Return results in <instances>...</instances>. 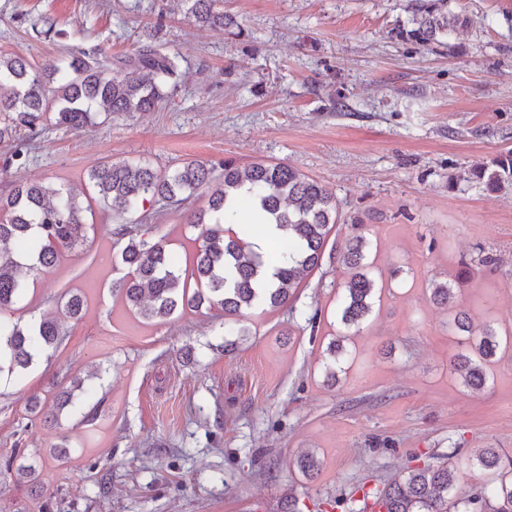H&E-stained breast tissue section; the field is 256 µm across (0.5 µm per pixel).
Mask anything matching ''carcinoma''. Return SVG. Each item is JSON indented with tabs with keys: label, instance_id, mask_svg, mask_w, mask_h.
<instances>
[{
	"label": "carcinoma",
	"instance_id": "cac0c4a2",
	"mask_svg": "<svg viewBox=\"0 0 512 512\" xmlns=\"http://www.w3.org/2000/svg\"><path fill=\"white\" fill-rule=\"evenodd\" d=\"M189 17L197 23L222 29L230 23L222 0H192ZM411 28L406 36L422 44L443 43L460 18L448 13V0H414ZM180 75V60L154 46L115 58L108 67L90 64L72 55L41 70L19 55L0 53V140L20 131L35 133L53 114L55 123L71 130L96 125L97 115L152 112L168 96ZM488 191L512 185V153L472 170ZM89 191L76 192L63 185L21 182L0 200V311L22 299L27 273L53 266L64 252L87 239L86 212L92 202L104 201L126 213L145 203L166 201L182 205L209 192L208 206L188 216L200 229L202 243L191 268L181 267L178 255L160 242L144 238L146 231L121 224L115 235L127 239L121 260L127 275L112 286L144 323L166 319L177 311L199 309L203 304L224 311V333L241 336L239 318L247 309H277L293 297L303 275L320 266L322 249L341 217L339 203L325 186L282 163L259 162L239 166L226 161L216 167L189 161L173 170L146 163L100 162L88 173ZM256 209L280 234L263 254L252 250L247 239L260 228L234 220L239 209ZM370 242L361 224L352 222L342 265L348 270L338 319L345 330L359 326L373 311L380 289L371 278ZM273 268V282L264 273ZM436 304L453 307L455 286L441 282L431 289ZM84 302L73 294L58 306L69 319L83 315ZM456 330L476 337L471 352L457 356L454 367L464 386L479 390L486 384L485 366L497 355L501 338L490 324L474 328L470 317L459 312ZM62 327L55 318L42 317L21 324L0 322V376L26 369L39 353L58 346ZM478 465L501 470L497 484L476 495L455 494V471L446 465L408 470L373 496L377 512H512V458L492 449L476 456ZM39 463L33 460L16 470L20 483L37 486Z\"/></svg>",
	"mask_w": 512,
	"mask_h": 512
}]
</instances>
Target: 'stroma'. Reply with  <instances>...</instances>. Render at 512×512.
I'll return each instance as SVG.
<instances>
[{
    "label": "stroma",
    "mask_w": 512,
    "mask_h": 512,
    "mask_svg": "<svg viewBox=\"0 0 512 512\" xmlns=\"http://www.w3.org/2000/svg\"><path fill=\"white\" fill-rule=\"evenodd\" d=\"M410 7L224 0L234 23L214 30L187 18L185 0H0V52L37 68L160 44L183 59L155 111L79 131L44 122L20 161L1 141L0 198L19 181L82 189L103 161L230 159L295 168L335 195L344 219L288 304L246 311L247 333L228 350L221 311L135 318L112 291L126 273L121 218L95 205L84 245L0 312L26 323L69 293L86 301L58 348L0 381V512H285L292 497L301 512H364L365 493L445 463L459 493L494 484L474 457H512V347L487 365L483 388H467L450 321L462 310L512 334V186L490 193L471 177L512 151V0H448L465 23L440 45L398 37ZM206 204L162 201L131 219L186 259L199 246L187 216ZM355 219L386 289L331 382L323 363L342 331L339 258ZM488 254L496 266L478 265ZM446 280L459 283L450 309L431 299ZM86 376L92 403L50 421L57 394ZM34 397L41 413L27 409ZM308 452L319 461L309 478L296 466ZM35 455L33 491L14 467Z\"/></svg>",
    "instance_id": "stroma-1"
}]
</instances>
